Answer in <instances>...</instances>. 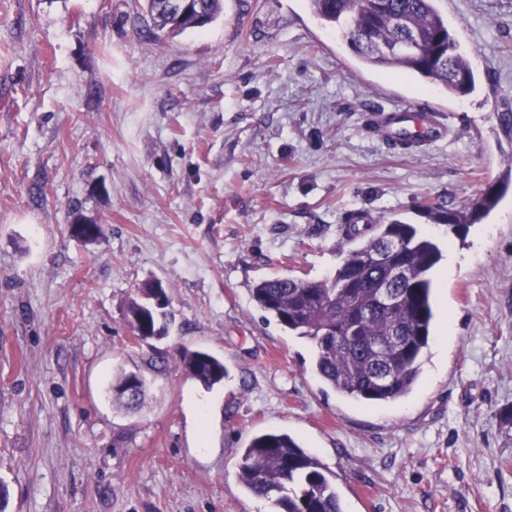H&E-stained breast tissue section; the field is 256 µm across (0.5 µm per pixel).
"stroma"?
Here are the masks:
<instances>
[{"instance_id":"obj_1","label":"stroma","mask_w":512,"mask_h":512,"mask_svg":"<svg viewBox=\"0 0 512 512\" xmlns=\"http://www.w3.org/2000/svg\"><path fill=\"white\" fill-rule=\"evenodd\" d=\"M476 89L449 97L370 69L307 0H224L157 39L145 0H0V483L6 512H271L238 478L254 435L319 459L344 512H512V189L449 234L426 204H471L512 163V0H441ZM433 111L442 143L399 152L368 113ZM440 242L417 385L372 404L263 319L261 279H320L349 214ZM97 240L69 234L76 217ZM168 286V335L125 321ZM222 359L213 388L182 350ZM145 378L120 409L112 377ZM130 374L131 373H122V374L116 376L113 379V382H112V400H113L114 403H116L118 405L126 406V407H133V406H139V405H141L144 402L145 393H146V383H145V380L142 382L141 386L139 387V389L135 393H134V390H135V387L137 385V382L134 381V380L131 382L130 387H129V391L127 392V394L117 390V388L119 386L123 385L127 381L128 376ZM132 394H135V398L134 399H129L127 397V395H132Z\"/></svg>"}]
</instances>
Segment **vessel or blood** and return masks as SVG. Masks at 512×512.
<instances>
[{"label": "vessel or blood", "instance_id": "1", "mask_svg": "<svg viewBox=\"0 0 512 512\" xmlns=\"http://www.w3.org/2000/svg\"><path fill=\"white\" fill-rule=\"evenodd\" d=\"M366 128L376 140L403 151L426 148L444 139L448 133L437 114L399 106L369 113Z\"/></svg>", "mask_w": 512, "mask_h": 512}]
</instances>
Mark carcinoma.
<instances>
[{"mask_svg":"<svg viewBox=\"0 0 512 512\" xmlns=\"http://www.w3.org/2000/svg\"><path fill=\"white\" fill-rule=\"evenodd\" d=\"M146 2L153 30L174 36L203 29L224 12V0H190L182 10L168 0ZM307 2L323 25L341 31L365 65L396 70L446 96L474 91V72L438 0ZM511 183L512 172L488 185L469 207L426 204L423 210L460 234L489 214ZM344 237L348 246L328 277L263 279L252 288V300L313 343L315 370L336 393L369 403L404 398L417 384L432 336V271L442 252L416 225L401 219L367 224L363 232L348 224ZM161 295L164 287L147 282L127 302L125 319L134 336L144 329L167 335L168 313L156 303ZM180 363L207 389L227 375L224 362L205 351L184 349ZM127 379L126 373L113 379L112 400L139 406L146 384L130 399L118 391ZM240 480L253 496L270 501L273 512H343L319 461L287 433L254 436L242 454Z\"/></svg>","mask_w":512,"mask_h":512,"instance_id":"cac0c4a2","label":"carcinoma"}]
</instances>
